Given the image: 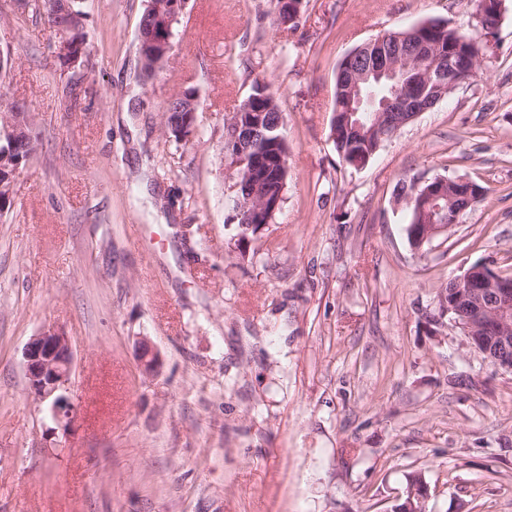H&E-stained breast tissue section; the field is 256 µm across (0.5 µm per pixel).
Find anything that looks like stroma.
<instances>
[{
	"mask_svg": "<svg viewBox=\"0 0 512 512\" xmlns=\"http://www.w3.org/2000/svg\"><path fill=\"white\" fill-rule=\"evenodd\" d=\"M146 6L81 0L67 68L44 17L0 0V102L40 135L0 212V512H391L415 473L425 512H512V373L428 323L472 265L512 274V8L478 76L353 167L330 138L342 60L428 20L483 43L473 0H303L292 26L268 0H188L151 79ZM258 82L288 185L241 244L224 120ZM188 89L178 142L162 113ZM437 177L487 193L419 253L397 194ZM52 327L74 351L64 437L22 365ZM178 95L175 94L172 97ZM196 96L192 91L182 93L178 97L171 98L168 102V109L166 112H173L172 114L164 115V132L168 134L170 138L178 141L175 133L171 130L175 124L178 126L180 121L183 119L176 112H182L184 116L183 123L181 122L180 130L177 131L178 136L182 141L189 139L195 131L196 120H197V102ZM183 124V125H182ZM137 359L147 376H153L160 367V359L154 346L146 337H140L136 344Z\"/></svg>",
	"mask_w": 512,
	"mask_h": 512,
	"instance_id": "stroma-1",
	"label": "stroma"
}]
</instances>
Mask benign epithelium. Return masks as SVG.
<instances>
[{
	"label": "benign epithelium",
	"mask_w": 512,
	"mask_h": 512,
	"mask_svg": "<svg viewBox=\"0 0 512 512\" xmlns=\"http://www.w3.org/2000/svg\"><path fill=\"white\" fill-rule=\"evenodd\" d=\"M187 0H148L147 8L139 24L137 39L143 54L152 58L150 75L155 73L167 59L173 49L171 30L157 25L162 17L171 23L180 21L186 8ZM49 12L45 14L49 27L58 36L57 53L69 55V43L66 32L80 23V18L69 14L67 0H50ZM302 0H279L277 12L287 17V23L293 24L301 13ZM425 24L412 27L416 35L411 41L402 37H390L385 33L378 37L383 42L393 39L392 50L383 51L374 58H364L360 52L352 51L339 66V74L346 87L349 97V111L346 117L355 118L354 126L363 131L373 133L379 130L374 123L365 126L357 116L364 106L363 89L371 82L396 80L398 70L403 65L416 63L424 69L423 80L412 87L391 88V95L383 98L376 109L380 120L395 112H407L410 119L433 107L461 84L471 80L482 59L492 49L491 41L480 45L474 52L468 47L471 40L463 38L456 48L443 52L434 42L420 33ZM242 112L232 114L227 122L224 138V156L235 160L234 168L239 170L234 189H239L240 181H248L252 185V193L238 200V211L243 217L238 240H249L248 233L254 227V213L267 209L270 214L277 213L281 208L280 198L264 193L263 179L259 178L254 169L257 160L250 155L248 142L261 129L263 113L252 108V101L244 103ZM168 111L180 112L184 116L183 125L177 131L178 136L189 139L195 131L197 120V102L193 92L188 91L169 100ZM0 131L9 137V146L0 150V173L5 166H12L9 181L0 178V203L11 201L15 173L20 162L12 159L15 155L14 144L28 138L23 114L20 108H10L0 113ZM413 193L422 202L418 214L428 222L424 238H434L446 230V221L456 222L460 216L476 203L482 191L474 184L462 179L436 178L416 186ZM460 287L464 288L461 299L471 302L473 315L460 319H445L453 307L447 305L443 298L435 300L441 317L437 318L435 327L442 331L446 324L462 330L468 342L478 351L489 354L486 347L492 343L506 348L512 345V282L500 280L495 272L485 266H472L456 278ZM137 359L147 376L157 373L160 359L154 346L146 337H141L136 344ZM73 347L67 334L58 329H47L30 338L23 351V365L27 385L32 394L41 402L50 401L49 413L53 421L63 424V434H68L74 422V408L67 396L72 374Z\"/></svg>",
	"instance_id": "7a95c632"
}]
</instances>
